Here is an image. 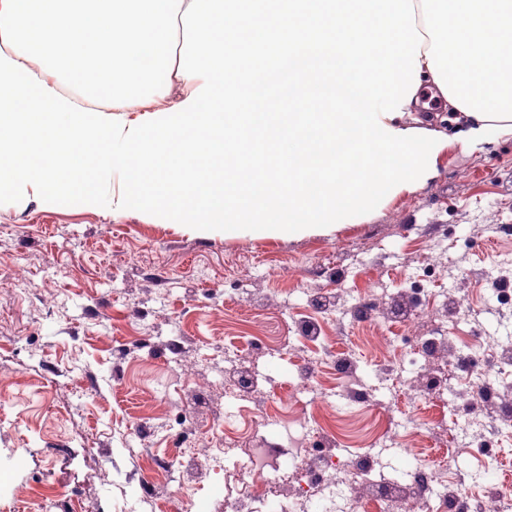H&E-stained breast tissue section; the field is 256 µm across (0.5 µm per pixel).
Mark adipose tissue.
Wrapping results in <instances>:
<instances>
[{
  "instance_id": "obj_1",
  "label": "adipose tissue",
  "mask_w": 512,
  "mask_h": 512,
  "mask_svg": "<svg viewBox=\"0 0 512 512\" xmlns=\"http://www.w3.org/2000/svg\"><path fill=\"white\" fill-rule=\"evenodd\" d=\"M256 2L0 0V193L92 209L117 164L115 209L292 238L416 191L449 140L512 135V0Z\"/></svg>"
}]
</instances>
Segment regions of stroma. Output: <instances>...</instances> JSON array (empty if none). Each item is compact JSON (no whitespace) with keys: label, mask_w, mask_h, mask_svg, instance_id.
<instances>
[{"label":"stroma","mask_w":512,"mask_h":512,"mask_svg":"<svg viewBox=\"0 0 512 512\" xmlns=\"http://www.w3.org/2000/svg\"><path fill=\"white\" fill-rule=\"evenodd\" d=\"M437 173L412 194L393 198L367 221L329 234L297 238L233 237L188 224H161L112 205L127 174L118 165L102 178L94 209H50L17 187L0 196V317L14 328L0 337V512H227L224 469L181 466L148 497L136 496L143 460L190 447L216 417L243 427L250 403L224 393V350L254 361L271 410L288 394L309 348L267 354L290 316H307L320 291L337 290L352 306L374 287L387 289L380 309L390 335L405 333L404 303L412 281L430 288L431 309L469 305L475 319L448 321L442 359L481 335L487 350L506 344L502 325L512 306L499 304L486 276L512 253V136L478 144L449 141ZM339 251L337 269L319 256ZM27 287H17L18 278ZM339 350H354L362 373L377 381L398 347L373 349L367 324L328 327ZM198 366L182 379L176 356ZM374 407L349 406L337 419L343 443L365 447L385 421L386 392ZM474 434L458 458L472 475L474 497L512 487V444L496 443L497 468ZM50 479L63 494L53 506L18 501L15 490Z\"/></svg>","instance_id":"stroma-1"}]
</instances>
